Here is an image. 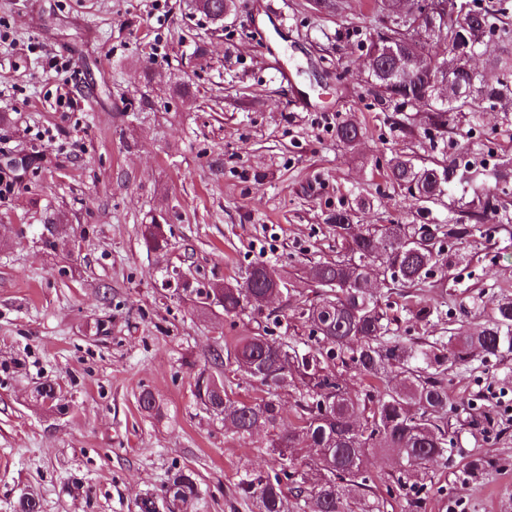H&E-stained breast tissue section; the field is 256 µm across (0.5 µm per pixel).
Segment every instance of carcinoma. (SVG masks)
I'll list each match as a JSON object with an SVG mask.
<instances>
[{"instance_id": "cac0c4a2", "label": "carcinoma", "mask_w": 512, "mask_h": 512, "mask_svg": "<svg viewBox=\"0 0 512 512\" xmlns=\"http://www.w3.org/2000/svg\"><path fill=\"white\" fill-rule=\"evenodd\" d=\"M196 10L215 22L224 19L230 0H200ZM448 17L443 29L425 32L424 38L410 45L398 23L388 27L394 52L380 55L381 74L372 76L379 98L389 102L419 99L436 71L433 61H446L458 50L456 41L460 20L473 35L486 44V38L500 31L508 33L512 23L507 11H491L470 0H447ZM499 76L489 83L459 72L465 84L475 83L476 91L463 105L440 101L427 113L430 128L442 134L458 116L476 115L482 105L494 106L512 99V49L503 48L490 59ZM364 134L360 124L348 119L336 126V138L352 144ZM387 176L401 189L417 192L416 201L433 203L445 195L448 184H470L478 174L461 160L419 164L400 151L388 161ZM500 196L487 191L476 193L464 203L462 219L453 224H353L350 211L340 209L330 217L343 254L334 261L318 262L305 271L314 284L315 300L300 312L311 327L309 342L300 348L286 336L267 330L240 336L226 350V358L214 357L215 371L199 372L195 397L211 414L222 417L242 438L258 429L273 428L286 412L273 397L232 398L226 391L223 368L233 367L254 383L275 391L298 382L305 394L296 405L297 424L288 435L270 442L279 449L283 463L272 474L249 477L241 487L254 503L256 512H306L304 505L314 501L319 512H384L385 501L369 495L371 479L363 469L369 450L390 451L401 460L396 485L403 496L404 512H419L421 496L434 466L448 460L454 442L448 438V370L474 360L487 362L512 354V296H491L483 307L484 325L475 335H464L456 328L431 341H407L399 336L397 318L381 304L379 289L373 287L365 268L378 265L383 281L395 288H416L440 272L447 264L441 256L444 244L464 240L481 231L491 219L506 211ZM141 234L146 246L164 250L168 241L158 224H145ZM278 283L289 292L287 278L264 262H254L242 280L215 289L198 290L197 298L215 299L227 317L236 316L250 303L266 301L263 294ZM409 312L418 321L444 320L448 311L425 302L414 303ZM341 367L355 370L367 381L363 400L348 396ZM400 376L391 384L390 374ZM42 404L60 408L52 384L36 389ZM319 448V457L305 463L311 475L301 474L298 464L288 457L296 443ZM180 501L182 507L196 504L200 491L194 473L177 471L162 493L147 496L138 503L139 512H159L166 500Z\"/></svg>"}]
</instances>
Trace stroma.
Listing matches in <instances>:
<instances>
[{
    "label": "stroma",
    "mask_w": 512,
    "mask_h": 512,
    "mask_svg": "<svg viewBox=\"0 0 512 512\" xmlns=\"http://www.w3.org/2000/svg\"><path fill=\"white\" fill-rule=\"evenodd\" d=\"M388 19L374 0H234L223 26L188 0H0V512L24 489L40 512H137L179 470L195 473L204 512H252L240 483L280 467L301 389L278 390L275 430L242 439L197 402L194 376L226 343L264 326L304 342L291 320L311 298L304 268L337 257L328 222L356 197V224H441L462 190L417 205L387 182L401 150L475 166L512 156V111L495 106L441 138L417 106L379 101L366 40ZM357 120L356 143L336 126ZM26 153L27 171L8 160ZM169 246L148 249L142 225ZM59 247L50 250L46 238ZM442 286L419 300L478 333L479 305L512 294V211L453 243ZM274 265L289 296L238 316L201 306L200 288ZM188 279L169 284L172 270ZM108 323L97 333L96 321ZM57 382L67 408L34 388ZM151 391L160 412L138 404ZM455 449L424 490V512H512V357L448 375ZM473 458L487 462L464 479ZM395 456L370 451L377 496L398 503Z\"/></svg>",
    "instance_id": "1"
}]
</instances>
